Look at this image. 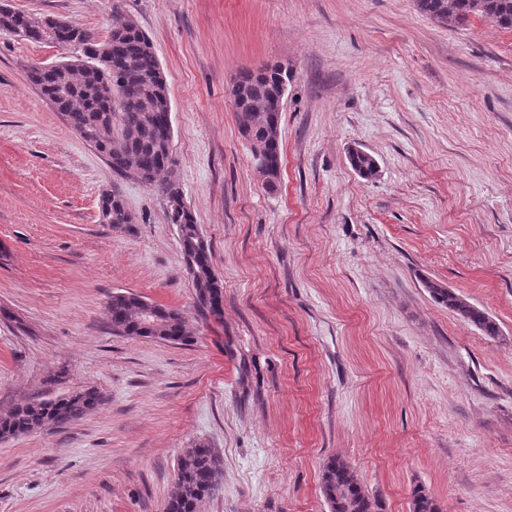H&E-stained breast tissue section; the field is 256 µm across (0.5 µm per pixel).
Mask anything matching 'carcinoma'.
Segmentation results:
<instances>
[{
	"label": "carcinoma",
	"mask_w": 512,
	"mask_h": 512,
	"mask_svg": "<svg viewBox=\"0 0 512 512\" xmlns=\"http://www.w3.org/2000/svg\"><path fill=\"white\" fill-rule=\"evenodd\" d=\"M418 10L449 26L465 27L472 18H482L502 29L512 30V0H415ZM0 29L31 42L49 41L72 46L88 59L54 64L47 74L36 69L30 81L59 111L69 126L106 157L112 171L132 177L163 197L170 223L178 225L182 254L193 249L201 229L187 204L183 189L171 176L176 159L163 152L158 129L167 113L170 98L153 45L134 23L110 30L105 42L76 24L64 37L53 26L50 16H33L0 6ZM108 76L119 94L118 111L106 104L102 76ZM282 78L280 64H267L235 80L233 89L243 94L236 113L238 130L251 148L265 143L266 163L276 171L281 166L279 116L267 110L269 97ZM350 166L362 178L376 175L377 161L369 153L348 156ZM99 210L106 212V223L114 228L134 223L122 196L106 191ZM431 298L470 323L491 340L501 336L498 323L485 311L468 303L442 284L427 280ZM195 306L205 316L220 322L224 316V286L208 280L195 286ZM112 332L122 336L156 338L184 343L189 340L186 319L179 310L150 303L139 295L117 293L108 302ZM104 401L94 388L55 399L15 406L0 416V440L21 434L62 428L77 422ZM222 477L221 459L205 444L187 448L177 461L174 482L165 512H197L200 502L211 496ZM321 486L330 512H385L382 497L369 492L356 471L342 458L331 457L321 474ZM412 512H441L436 499L418 486L412 492Z\"/></svg>",
	"instance_id": "carcinoma-1"
}]
</instances>
